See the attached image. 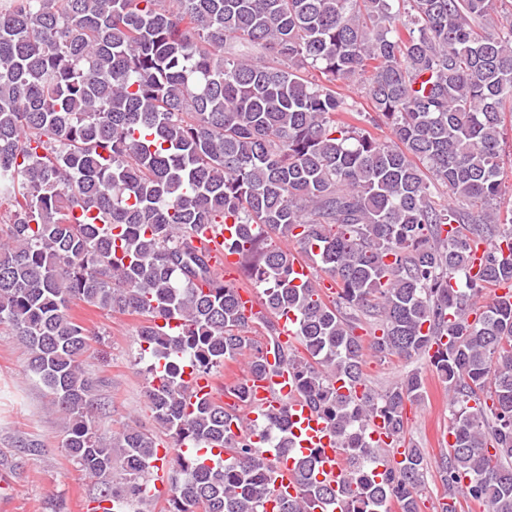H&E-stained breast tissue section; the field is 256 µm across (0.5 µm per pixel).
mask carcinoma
I'll return each instance as SVG.
<instances>
[{"label": "carcinoma", "mask_w": 512, "mask_h": 512, "mask_svg": "<svg viewBox=\"0 0 512 512\" xmlns=\"http://www.w3.org/2000/svg\"><path fill=\"white\" fill-rule=\"evenodd\" d=\"M492 0H0V325L19 336L27 370L67 414L62 442L101 484L103 512L142 500L153 438L127 428L114 444L93 430L96 383L81 368L90 336L71 305L143 317L152 360L146 395L174 438L168 512H265L268 463L237 407L203 396L187 405L188 362L210 375L248 354V372L282 356L277 322L296 317L303 352L284 355L298 396L327 421L347 479H317L295 457L300 495L273 512H419L428 463L420 449L375 475L367 423L399 439L406 402L424 393L413 372L389 388L364 384L354 316L381 331L370 348L429 354L448 388L454 441L441 468L455 491L512 512V213L497 201L505 114L512 112V20L489 25ZM361 80L366 122L381 141L339 120L354 106L336 91ZM448 189L432 201L430 181ZM80 209L90 217L77 223ZM232 222L224 242L262 288L246 316L200 230ZM465 230L448 236L446 226ZM280 234L321 264L339 302L296 286ZM484 246L480 272L469 273ZM507 287L476 310L474 296ZM352 310L348 314L345 309ZM180 321L169 327V321ZM257 321L265 341L246 335ZM489 394L491 405L480 395ZM267 431L290 448L284 414ZM230 454L222 466L182 446ZM124 489L107 478L115 467Z\"/></svg>", "instance_id": "carcinoma-1"}]
</instances>
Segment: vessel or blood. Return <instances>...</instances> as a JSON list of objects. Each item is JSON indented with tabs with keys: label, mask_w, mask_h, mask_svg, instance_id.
<instances>
[{
	"label": "vessel or blood",
	"mask_w": 512,
	"mask_h": 512,
	"mask_svg": "<svg viewBox=\"0 0 512 512\" xmlns=\"http://www.w3.org/2000/svg\"><path fill=\"white\" fill-rule=\"evenodd\" d=\"M233 230V224L229 223L206 229L199 238L200 243L210 252L215 273L223 277L228 276L236 260L235 255L224 250V241L232 237ZM238 379L249 388L248 422L253 427V441L259 444L262 455L271 463L274 495L297 496L293 461L268 442L257 423L283 409L287 410L291 422L295 451L303 455L316 454L319 477L323 481L338 484L344 480L346 469L343 451L338 448L330 426L297 395L295 377L287 363L273 361L271 374L262 379L251 377L246 372L240 373Z\"/></svg>",
	"instance_id": "1"
}]
</instances>
